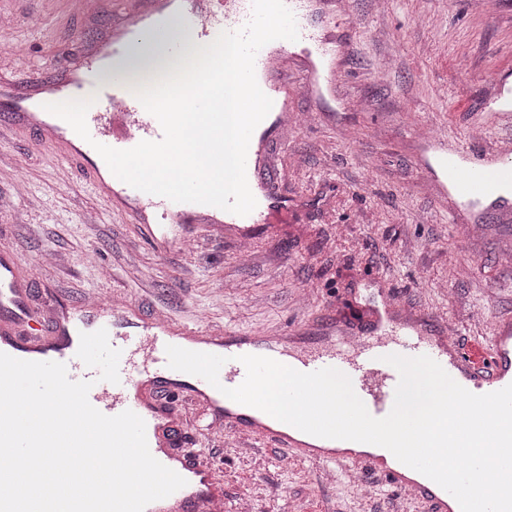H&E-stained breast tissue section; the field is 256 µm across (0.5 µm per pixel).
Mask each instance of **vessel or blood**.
Segmentation results:
<instances>
[{
	"instance_id": "1",
	"label": "vessel or blood",
	"mask_w": 512,
	"mask_h": 512,
	"mask_svg": "<svg viewBox=\"0 0 512 512\" xmlns=\"http://www.w3.org/2000/svg\"><path fill=\"white\" fill-rule=\"evenodd\" d=\"M296 20L297 41L277 40L275 47H262L255 58L256 80L272 99L277 118L274 134H281L293 108L288 98L292 87L316 93L336 89L335 64L329 63L333 43L324 41L308 24L307 0H285ZM167 0H113L112 13L122 19L114 32L118 39L113 52L134 38H154L164 24L162 15ZM252 14V0H179L176 12L183 37L167 39L171 57L184 53L185 40L205 45L224 31L243 27ZM66 73H80L79 81L68 84L66 94L47 90L38 102L29 95L13 93L9 83L0 84V98L9 102L8 119L36 126L41 145L55 150L65 161L79 163L95 172L94 185L112 210L129 214L134 223L169 221L172 232H161L155 242L168 250L175 242L193 235L201 224L222 222L240 238L255 237L257 230L270 223L275 208L287 199L277 184L262 177L268 164L264 136L252 135L246 162L249 188L257 201L255 209L240 216L230 212L215 214L213 206L179 203L137 190L121 180L99 177L104 164L96 144L125 150L139 142L157 141L163 136L158 120L139 100L129 96L123 70H102L95 56L81 65H68ZM91 99L86 114L89 139H82L61 118L46 111L49 103L62 99ZM426 157L421 166L425 178L452 203L494 211L500 217L512 216V199L503 191L512 186V148L491 147L474 141L470 135L443 134L425 143ZM20 257L9 248H0V352L27 361H56L66 364L71 380L92 381L90 403L108 416L130 410L146 425L148 447L155 459L186 480L181 489L151 502L145 512H222L224 482L203 450L176 449L174 438L203 411L206 439L216 430L249 439L287 457L319 465L358 471L381 484L409 492L413 503L424 505L425 512H461L455 498L435 482L406 465L382 466L376 454L353 455L322 453L309 447L302 433L268 414L254 415L252 407L227 406L223 388L239 386L246 369L242 355L272 358L301 372L333 367L352 381L356 394L376 418L387 416L393 408L397 370L386 363L389 354L431 357L462 387L475 394H487L512 384V319L496 320L490 336L481 344L484 357L465 351L460 337L449 335L440 319L428 312L409 311L405 318L395 316L396 305L386 289L364 308L366 324L356 327L337 325L326 317L323 336L307 342L309 322L294 324L280 336H258L234 326L199 328L170 316H142L132 302L120 304L96 299L82 306L56 304L51 311L31 304L32 290L22 274ZM106 329L109 343L121 352L119 383L100 380L99 371L87 367L77 356L80 336ZM179 346L191 351L225 357L219 372V386L205 379L169 368L165 348ZM183 400L182 413H174L171 403Z\"/></svg>"
}]
</instances>
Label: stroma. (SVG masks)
I'll use <instances>...</instances> for the list:
<instances>
[{
  "instance_id": "35a3bbf8",
  "label": "stroma",
  "mask_w": 512,
  "mask_h": 512,
  "mask_svg": "<svg viewBox=\"0 0 512 512\" xmlns=\"http://www.w3.org/2000/svg\"><path fill=\"white\" fill-rule=\"evenodd\" d=\"M310 0L309 25L336 42L335 100L294 89L299 115L287 142L268 144L269 176L288 207L249 250L216 231L158 252L149 228L109 211L84 167L38 148L34 127L0 129V196L27 191L0 212V245L23 261L37 306L122 294L142 315L163 308L191 323L279 331L305 316L358 324L368 275L392 294L463 331L464 347L512 315V264L499 258L512 223L484 217L479 234L454 222L418 168L410 129L466 132L490 125L508 137L488 102L498 69L512 66V0L495 12L469 0ZM16 22L0 44V72L18 87L51 79L80 51L73 32L97 40L112 26L110 0L84 22L71 0H0ZM19 48L27 68L11 69ZM227 506L259 512H415L386 490L365 495L369 478H327L316 466L278 461L265 448L213 449Z\"/></svg>"
}]
</instances>
